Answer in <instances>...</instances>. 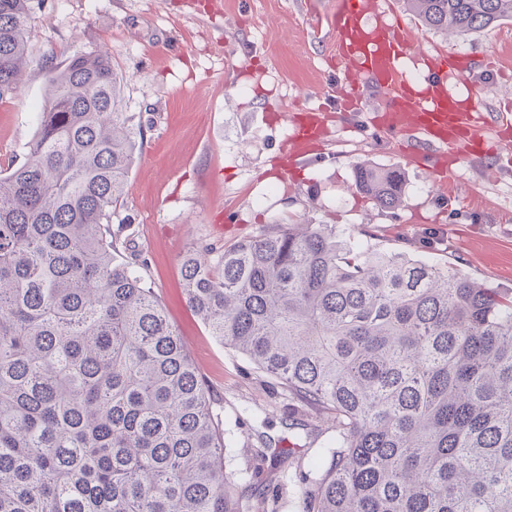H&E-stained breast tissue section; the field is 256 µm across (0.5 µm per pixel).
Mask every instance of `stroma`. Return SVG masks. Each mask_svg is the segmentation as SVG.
<instances>
[{
    "label": "stroma",
    "instance_id": "stroma-1",
    "mask_svg": "<svg viewBox=\"0 0 512 512\" xmlns=\"http://www.w3.org/2000/svg\"><path fill=\"white\" fill-rule=\"evenodd\" d=\"M336 0H32L28 63L0 101V167L18 166L36 133L49 65L104 50L125 81L144 137L130 168L120 236L180 336L224 429V472L239 504L259 491L295 512L290 467L325 448L332 430L243 355L210 336L188 304L181 268L193 247L221 251L269 224H333L384 252H406L512 289V149L463 161L440 186L432 161L408 163L406 139L377 131L372 112H340L341 74L319 23ZM417 47L490 55L493 66L452 81L481 107L512 108V21L481 33L430 31L395 4ZM325 107L328 142L282 179L273 158L289 111ZM397 169L403 202L379 208L355 188L358 165ZM291 458H283L285 450ZM258 470L256 483L243 472Z\"/></svg>",
    "mask_w": 512,
    "mask_h": 512
}]
</instances>
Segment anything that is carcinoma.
<instances>
[{
	"instance_id": "carcinoma-1",
	"label": "carcinoma",
	"mask_w": 512,
	"mask_h": 512,
	"mask_svg": "<svg viewBox=\"0 0 512 512\" xmlns=\"http://www.w3.org/2000/svg\"><path fill=\"white\" fill-rule=\"evenodd\" d=\"M31 0H0V101ZM471 34L512 0H404ZM143 133L103 50L51 67L27 160L0 172V512H229L224 432L183 343L120 262L113 218ZM403 174L362 164L384 209ZM186 298L335 438L296 512H512V290L334 224H269L183 259Z\"/></svg>"
}]
</instances>
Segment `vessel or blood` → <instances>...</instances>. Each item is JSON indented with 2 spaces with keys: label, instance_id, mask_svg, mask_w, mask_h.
<instances>
[{
  "label": "vessel or blood",
  "instance_id": "1",
  "mask_svg": "<svg viewBox=\"0 0 512 512\" xmlns=\"http://www.w3.org/2000/svg\"><path fill=\"white\" fill-rule=\"evenodd\" d=\"M393 13L392 0H336L327 27L336 45L334 63L345 78L336 95L338 109L364 111L368 93H376L382 129L407 135L408 159L419 162L430 157L439 170L447 169L452 159L487 155V131L510 128L512 119L449 93V79L471 67L463 55L441 49L421 53L422 72L412 76L406 68L414 55L412 33L399 25ZM291 125L288 149L277 159L286 173L327 135L316 109L292 115Z\"/></svg>",
  "mask_w": 512,
  "mask_h": 512
}]
</instances>
